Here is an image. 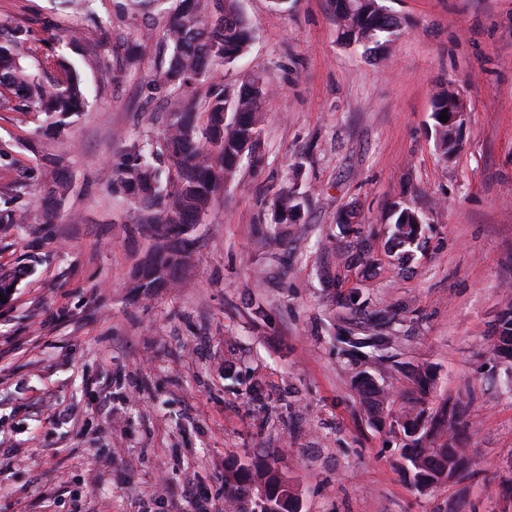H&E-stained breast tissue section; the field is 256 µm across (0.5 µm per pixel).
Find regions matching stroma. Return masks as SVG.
Returning a JSON list of instances; mask_svg holds the SVG:
<instances>
[{
    "label": "stroma",
    "mask_w": 512,
    "mask_h": 512,
    "mask_svg": "<svg viewBox=\"0 0 512 512\" xmlns=\"http://www.w3.org/2000/svg\"><path fill=\"white\" fill-rule=\"evenodd\" d=\"M124 2L95 0L98 41L154 36L106 69L64 46L87 100L64 134L0 112L17 160L0 205L21 181L31 202L30 223L0 225V273L27 268L0 307V512H190L191 496L224 512L226 459L264 455L298 512H512V365L483 362L512 302V0H387L407 27L381 61L341 41L329 0H242L254 40L220 80L263 74L262 162L242 158L175 287L148 295L128 287L149 246L139 213L107 176L175 99L151 83L167 16ZM0 14L37 41L72 22L63 0H0ZM448 85L468 112L445 160L431 103ZM48 156L72 185L61 205L33 168ZM291 186L300 217L276 223ZM406 207L428 230L401 262L389 216ZM378 332L394 338L380 358L336 342ZM418 367L426 410L471 401L469 477L425 489L354 388L370 371L400 405Z\"/></svg>",
    "instance_id": "35a3bbf8"
}]
</instances>
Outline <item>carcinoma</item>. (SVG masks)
Here are the masks:
<instances>
[{
  "instance_id": "obj_1",
  "label": "carcinoma",
  "mask_w": 512,
  "mask_h": 512,
  "mask_svg": "<svg viewBox=\"0 0 512 512\" xmlns=\"http://www.w3.org/2000/svg\"><path fill=\"white\" fill-rule=\"evenodd\" d=\"M174 2L173 20L162 34L169 55L155 68L152 84L181 95L233 64L249 47L253 32L241 0ZM331 4L340 39L377 58H387L404 33L403 22L385 9L382 0H331ZM267 91L264 77L253 73L231 96L212 86L202 101L187 97L180 101V111L167 113L160 132L130 144L120 156L112 169V190L139 205L138 223L150 241L129 287L149 291L176 282L183 255L195 249L189 229L200 223L224 184L234 180L239 158L254 152L260 142L261 100ZM84 104L81 77L69 61L36 43L29 28L0 20V109L41 114L46 128L59 132L68 118L83 111ZM450 105L446 89L432 101L435 146L445 160L459 146L454 128L439 120ZM46 191L62 202L72 188L57 168L46 182ZM300 209L301 197L294 189L281 193L274 203L283 223ZM27 218L28 203L18 196L0 208V224H23ZM422 224L410 208L391 214L389 242L398 259L412 256ZM338 343L347 354L365 347L377 352L389 348L384 336L340 337ZM504 349L512 351V304L503 309L486 353L496 361ZM358 377L360 405L369 419L376 420L388 408L389 394L368 372ZM407 378L410 397L399 411L407 440L405 457L415 485L429 486L441 481L448 468L468 464L467 449L458 445V436L470 425L469 403L460 398L444 401L426 418L419 405L432 374L414 369ZM287 491L288 481L267 461L224 465L227 512H285Z\"/></svg>"
}]
</instances>
